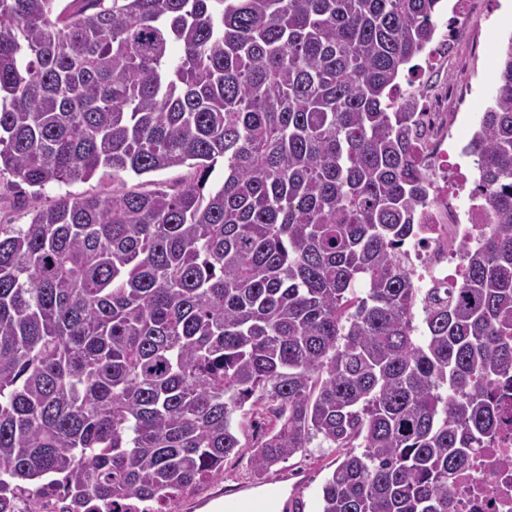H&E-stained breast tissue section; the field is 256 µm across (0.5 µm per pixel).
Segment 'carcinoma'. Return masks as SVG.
<instances>
[{"label":"carcinoma","mask_w":512,"mask_h":512,"mask_svg":"<svg viewBox=\"0 0 512 512\" xmlns=\"http://www.w3.org/2000/svg\"><path fill=\"white\" fill-rule=\"evenodd\" d=\"M56 2L0 0V174L112 190L0 224V512L170 507L315 440L321 512H448L512 389V37L466 148L486 242L423 295L400 79L440 0Z\"/></svg>","instance_id":"cac0c4a2"}]
</instances>
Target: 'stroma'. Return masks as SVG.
Returning a JSON list of instances; mask_svg holds the SVG:
<instances>
[{
    "label": "stroma",
    "instance_id": "1",
    "mask_svg": "<svg viewBox=\"0 0 512 512\" xmlns=\"http://www.w3.org/2000/svg\"><path fill=\"white\" fill-rule=\"evenodd\" d=\"M467 9L481 20V27L464 46L465 66H458L448 56L431 61L417 59L415 69L402 80V88L419 96H427L448 86H455L459 98L458 113L451 118L448 149L452 162L458 163L466 177H474L471 156L463 155L479 120L491 102L492 89L497 81L500 49L512 37V0H468ZM97 180L53 183L35 190L9 174L0 175V224H23L32 210L49 205L56 197L70 194L80 196L100 192ZM249 451L225 460L224 473L216 478L203 495L184 497L181 512H201L198 503L203 498H223L228 485L251 482ZM337 452L332 448H310L283 464V472H302L306 486L302 492L304 512H319L321 486L331 470Z\"/></svg>",
    "mask_w": 512,
    "mask_h": 512
}]
</instances>
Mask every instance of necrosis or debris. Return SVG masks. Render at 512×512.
Wrapping results in <instances>:
<instances>
[{
  "instance_id": "1",
  "label": "necrosis or debris",
  "mask_w": 512,
  "mask_h": 512,
  "mask_svg": "<svg viewBox=\"0 0 512 512\" xmlns=\"http://www.w3.org/2000/svg\"><path fill=\"white\" fill-rule=\"evenodd\" d=\"M452 103L441 92L422 101L416 112L424 130L419 153L431 170L435 197L421 212L419 234L402 250L424 290L454 287L461 271L458 245L482 243L486 231L475 207H463L448 195L446 109ZM448 500L451 512H512V399L494 437L474 451L467 469L450 485Z\"/></svg>"
}]
</instances>
